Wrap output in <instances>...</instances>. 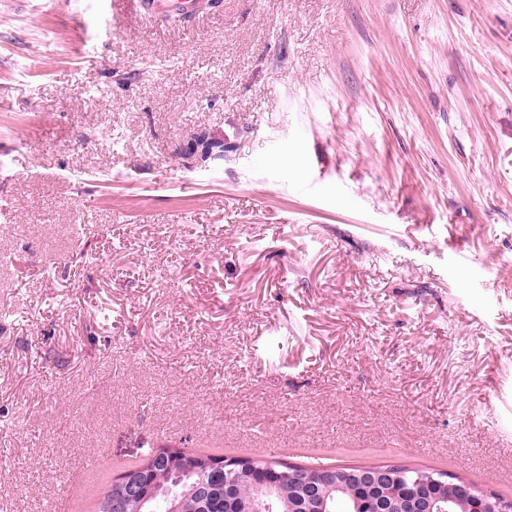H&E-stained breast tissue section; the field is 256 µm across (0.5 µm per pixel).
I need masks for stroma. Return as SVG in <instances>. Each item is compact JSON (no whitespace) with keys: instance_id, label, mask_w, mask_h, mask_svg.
<instances>
[{"instance_id":"obj_1","label":"stroma","mask_w":512,"mask_h":512,"mask_svg":"<svg viewBox=\"0 0 512 512\" xmlns=\"http://www.w3.org/2000/svg\"><path fill=\"white\" fill-rule=\"evenodd\" d=\"M0 211V512L272 443L512 499V0H0Z\"/></svg>"}]
</instances>
